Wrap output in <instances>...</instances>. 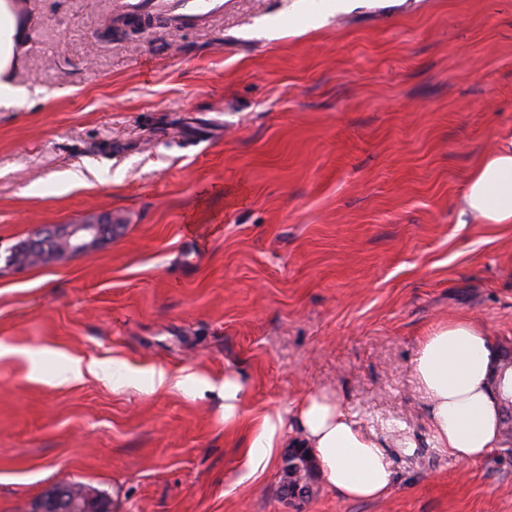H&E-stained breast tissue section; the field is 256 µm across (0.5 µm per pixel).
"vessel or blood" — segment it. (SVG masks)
<instances>
[{"label":"vessel or blood","instance_id":"b4317fda","mask_svg":"<svg viewBox=\"0 0 512 512\" xmlns=\"http://www.w3.org/2000/svg\"><path fill=\"white\" fill-rule=\"evenodd\" d=\"M126 16H154L167 24L192 28L222 13L224 0H124Z\"/></svg>","mask_w":512,"mask_h":512}]
</instances>
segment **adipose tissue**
<instances>
[{
	"label": "adipose tissue",
	"mask_w": 512,
	"mask_h": 512,
	"mask_svg": "<svg viewBox=\"0 0 512 512\" xmlns=\"http://www.w3.org/2000/svg\"><path fill=\"white\" fill-rule=\"evenodd\" d=\"M26 28L0 0V104L23 97L12 81L20 62ZM468 224H512V135L503 138L476 163L455 200ZM495 342L467 317L435 326L413 361L415 379L430 403L439 448L463 462L497 448L501 438V403L489 373ZM302 445L311 449L328 486L354 500L385 497L393 472L379 444L360 431L338 400L307 395L298 404ZM281 413H265L250 425L243 467L247 475L265 468L284 442Z\"/></svg>",
	"instance_id": "ef3b65f1"
}]
</instances>
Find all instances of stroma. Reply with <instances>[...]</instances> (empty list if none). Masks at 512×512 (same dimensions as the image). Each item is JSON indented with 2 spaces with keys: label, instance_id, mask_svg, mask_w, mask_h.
<instances>
[{
  "label": "stroma",
  "instance_id": "1",
  "mask_svg": "<svg viewBox=\"0 0 512 512\" xmlns=\"http://www.w3.org/2000/svg\"><path fill=\"white\" fill-rule=\"evenodd\" d=\"M117 7L11 0L28 97L0 105V255L40 224L118 227L0 269V512L60 482L111 512H512V453L438 448L412 374L451 317L512 351V225L454 206L512 134V0H225L132 39ZM71 356L107 372L60 384ZM153 366L211 387L152 390ZM312 393L380 442L385 499L320 475L282 494ZM270 411L287 445L244 478V423ZM221 389L224 391V422L227 425H237L242 417L241 405L245 387L238 380L225 376Z\"/></svg>",
  "mask_w": 512,
  "mask_h": 512
}]
</instances>
